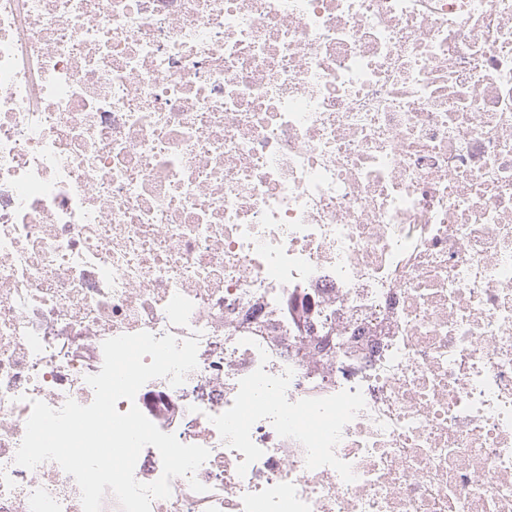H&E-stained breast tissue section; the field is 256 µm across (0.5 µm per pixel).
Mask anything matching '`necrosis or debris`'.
<instances>
[{
  "label": "necrosis or debris",
  "mask_w": 512,
  "mask_h": 512,
  "mask_svg": "<svg viewBox=\"0 0 512 512\" xmlns=\"http://www.w3.org/2000/svg\"><path fill=\"white\" fill-rule=\"evenodd\" d=\"M141 331L151 512H512V0H0V512Z\"/></svg>",
  "instance_id": "4bbe7bcc"
}]
</instances>
